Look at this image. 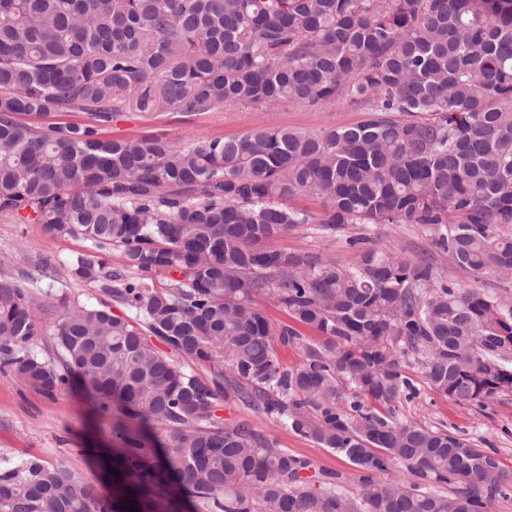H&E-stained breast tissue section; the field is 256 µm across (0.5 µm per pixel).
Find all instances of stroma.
<instances>
[{
  "label": "stroma",
  "instance_id": "35a3bbf8",
  "mask_svg": "<svg viewBox=\"0 0 512 512\" xmlns=\"http://www.w3.org/2000/svg\"><path fill=\"white\" fill-rule=\"evenodd\" d=\"M364 118L359 106L342 99L322 108L285 101L275 108H217L189 118L167 112L155 118L127 114L114 123V136H158L175 143L189 139L233 138L257 127L304 128L321 131L353 125ZM376 247L403 258L429 261L438 277L465 286L493 287L490 279L474 280L465 269L446 263L436 252L429 232L420 224H381L372 231ZM289 252H312L328 262H340L350 250L344 239L325 238L317 233H287L274 243ZM89 245L82 239H51L37 228L14 224L0 217V253L12 255L11 271L25 275L37 293L42 309L38 314L42 331L30 343L31 351L52 365H59L51 329L64 305L97 306L105 296L96 285L73 280L69 266ZM417 394L403 402L402 418L418 421L476 441L479 448L495 454L502 468L512 472V396L481 408L457 403L431 390L422 378H415ZM221 415L232 422L244 421L279 447L311 462L314 472L340 473L344 488L359 495L362 486L351 463L302 435L277 427L261 414L234 405L223 406ZM109 418L93 419L76 389L49 397L24 385L6 368L0 369V468L30 457L48 463H65L90 483H98L100 462L109 438Z\"/></svg>",
  "mask_w": 512,
  "mask_h": 512
}]
</instances>
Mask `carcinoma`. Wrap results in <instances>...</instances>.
<instances>
[{
  "mask_svg": "<svg viewBox=\"0 0 512 512\" xmlns=\"http://www.w3.org/2000/svg\"><path fill=\"white\" fill-rule=\"evenodd\" d=\"M344 97L365 118L328 131L105 135L128 112ZM302 194L320 215L289 204ZM0 215L121 250L123 270L81 255L71 275L136 314L65 307L56 369L27 349L38 298L0 273V363L48 396L75 381L115 417L116 487L29 458L0 469V512H178L172 488L211 512H487L512 486L472 440L399 409L413 372L457 403L512 394L509 293L367 247L379 224H423L475 280L512 281V0H0ZM304 231L353 255L272 246ZM223 403L345 457L362 494ZM262 309L265 312L266 316L276 324H288L290 326L295 327L297 330H299L303 336L307 337L309 341H320L321 338L315 333L314 331L302 327L299 325H296L293 320L289 317L288 312L280 305H278L275 302L272 301H263L262 302Z\"/></svg>",
  "mask_w": 512,
  "mask_h": 512,
  "instance_id": "obj_1",
  "label": "carcinoma"
}]
</instances>
